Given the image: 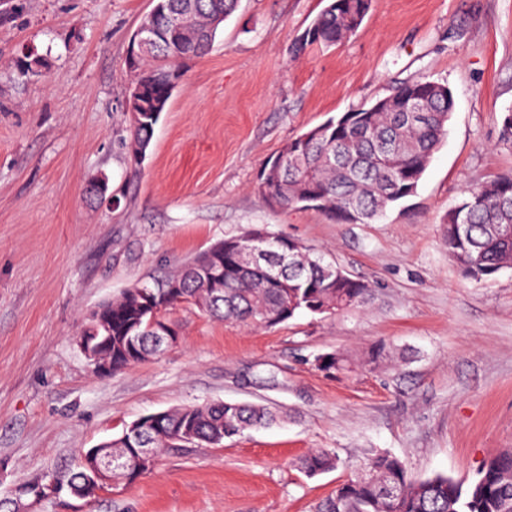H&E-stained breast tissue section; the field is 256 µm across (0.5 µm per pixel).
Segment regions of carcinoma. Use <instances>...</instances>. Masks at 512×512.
I'll use <instances>...</instances> for the list:
<instances>
[{
    "mask_svg": "<svg viewBox=\"0 0 512 512\" xmlns=\"http://www.w3.org/2000/svg\"><path fill=\"white\" fill-rule=\"evenodd\" d=\"M237 0H156L144 22L167 25L180 11L193 13V23L165 36L142 54L133 83L142 92L129 99L126 147L133 158L146 157L154 128L182 72L180 61L205 54L221 22ZM372 0H330L297 39L295 51L311 45L335 46L355 34L369 14ZM393 109L373 103L330 118L288 142L269 160L260 193L282 208L322 210L349 224H368L391 205L413 195L434 152L448 133L454 100L450 89L426 77L403 82L383 98ZM418 105L420 112H401ZM448 257L465 277L476 282L494 279L512 269V175L497 176L469 187L448 210L441 229ZM260 248L265 257L245 264L239 251ZM371 288L341 266L303 243L255 230L221 241L199 253L174 273L137 284L108 300L112 326L84 323L82 336H106L112 341V369L120 371L160 353L150 324L154 314L187 303L226 321L272 329L301 312L332 316L366 304ZM323 371L347 368L336 352L322 354ZM279 419L272 407L259 403L215 401L166 413L164 432L148 436V446L164 448L176 442L190 425L196 441L223 442L245 430ZM125 463L112 465V478L133 480L138 470L131 455L141 437L122 432ZM338 456L317 450L302 458L308 477L334 470ZM83 468L60 469L55 475L75 493L85 489ZM318 512H512V454L490 457L469 484L437 474L409 478L403 461L375 452L354 476L318 506Z\"/></svg>",
    "mask_w": 512,
    "mask_h": 512,
    "instance_id": "obj_1",
    "label": "carcinoma"
}]
</instances>
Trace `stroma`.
<instances>
[{
	"label": "stroma",
	"mask_w": 512,
	"mask_h": 512,
	"mask_svg": "<svg viewBox=\"0 0 512 512\" xmlns=\"http://www.w3.org/2000/svg\"><path fill=\"white\" fill-rule=\"evenodd\" d=\"M327 0H239L131 162L130 36L152 0H10L0 12V497L78 467L141 417L211 401L267 402L287 422L219 445L163 449L154 467L91 501L37 512H315L374 450L413 479L471 481L512 452V269L477 282L441 225L466 187L512 173V0H372L359 31L296 55ZM46 61L36 74L18 62ZM427 77L448 84V134L415 193L372 224L269 205L266 162L300 133ZM102 198L87 199L94 178ZM253 227L301 241L372 289L332 318L272 329L167 310L179 340L94 373L76 338L87 313ZM388 357L367 360L376 346ZM349 358L329 374L315 359ZM341 466L307 477L312 450Z\"/></svg>",
	"instance_id": "35a3bbf8"
}]
</instances>
